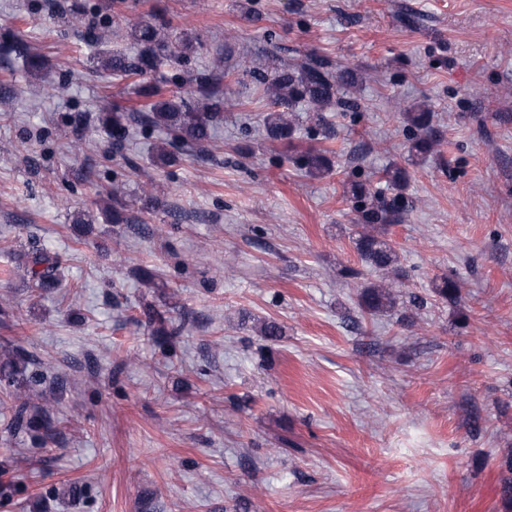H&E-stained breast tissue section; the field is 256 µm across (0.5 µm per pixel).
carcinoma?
Wrapping results in <instances>:
<instances>
[{
    "label": "carcinoma",
    "instance_id": "obj_1",
    "mask_svg": "<svg viewBox=\"0 0 512 512\" xmlns=\"http://www.w3.org/2000/svg\"><path fill=\"white\" fill-rule=\"evenodd\" d=\"M134 41L140 49L132 56L98 54L96 69L118 72L126 76H147L155 71L160 55L166 51L175 56L173 44L188 49L192 41L188 37L170 38L151 23H141L132 31ZM26 46L18 38L0 42V57L6 60H19L26 70H36L39 62L35 57L25 53ZM256 83L263 87L273 109L263 115V125L273 140H286L292 136L293 125L289 112L301 101L307 103L314 112H322L333 104L356 106V102L344 97L343 90L353 83L350 71L345 70L334 75L319 60L304 63L291 71L286 69L272 75L260 72L253 73ZM198 92L207 103L195 105L184 96H173L168 99H155L159 95L156 89L143 92L146 101L141 107L130 112H105L98 121L107 128L112 136V144L124 142L133 124L151 125L178 133V137L193 145L202 144L212 137V131L224 121V99L206 89V78H199ZM407 123L416 129L409 145V156L422 159L433 151L437 139L432 132V114L420 108L416 112L405 113ZM297 167L306 176L316 177L328 173L332 169L331 160L320 150H309L297 159ZM388 186L395 191L391 199L376 196L369 203L358 207V223L364 231L354 239L355 250L362 263L383 274H394L400 277L397 264L398 253L386 239L374 233L377 226L385 225L390 214L403 208L408 201L402 194L407 183L404 168L393 165L387 170ZM59 259L43 249L34 248L28 253V273L31 287L38 290L53 288L57 282ZM434 293L440 299L455 302L460 298V286L446 276L435 284ZM362 304L370 312L377 311L392 303V296L383 290L381 285L364 287L361 293ZM156 341L164 344L176 333L171 319L161 313L150 317ZM11 424L21 432L31 430L34 438L41 442L60 432V421L41 407L30 408L23 401L11 408Z\"/></svg>",
    "mask_w": 512,
    "mask_h": 512
}]
</instances>
